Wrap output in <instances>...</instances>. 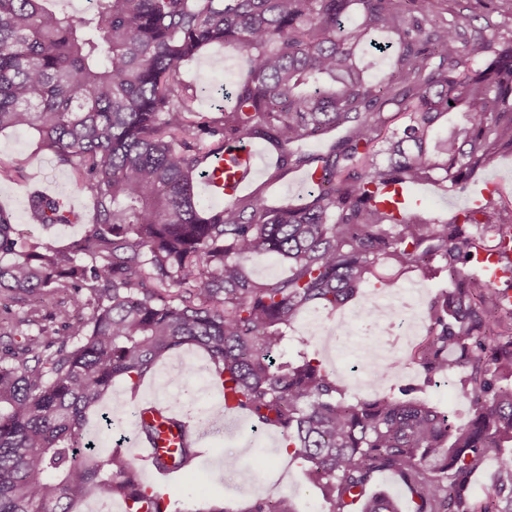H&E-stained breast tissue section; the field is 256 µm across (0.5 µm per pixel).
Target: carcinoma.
Segmentation results:
<instances>
[{
	"label": "carcinoma",
	"instance_id": "carcinoma-1",
	"mask_svg": "<svg viewBox=\"0 0 512 512\" xmlns=\"http://www.w3.org/2000/svg\"><path fill=\"white\" fill-rule=\"evenodd\" d=\"M47 2L0 0V131L36 132L91 193L94 219L65 247L24 246L0 207V295L26 308L0 325V512H73L87 493L129 500L130 512H296L287 494L163 510L166 493L124 450L82 453L88 415L115 382L136 393L186 345L224 382V408L280 433L326 512H402L372 490L384 473L409 512H512V303L479 260L512 272V201L495 186L446 222L382 206L396 185L462 190L512 152V0H491L480 26L472 0L451 11L447 0H95L80 14ZM215 43L244 53L248 72L223 107L199 112L181 66ZM373 51L393 56L376 81L363 63ZM390 106L406 122L387 136ZM342 126L325 153L295 149ZM245 141L271 146L281 172L318 174L308 200L273 206L256 191L205 206V160ZM27 211L44 226L81 221L54 196H29ZM261 256L287 262L288 276L251 277ZM382 262L448 272L454 288L427 306L418 365L430 380L461 376L466 422L413 387L345 399L311 336L281 357L311 311L357 297L370 320L378 295L400 291L377 276ZM185 422L203 419L139 431L159 439ZM165 453L180 471L199 458L182 443Z\"/></svg>",
	"mask_w": 512,
	"mask_h": 512
}]
</instances>
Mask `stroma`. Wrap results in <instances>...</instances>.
<instances>
[{
    "label": "stroma",
    "instance_id": "35a3bbf8",
    "mask_svg": "<svg viewBox=\"0 0 512 512\" xmlns=\"http://www.w3.org/2000/svg\"><path fill=\"white\" fill-rule=\"evenodd\" d=\"M247 68L244 54L211 46L196 60L183 65L182 71L185 80L193 84L198 83L201 75H208L211 86L200 91L199 108L211 112L220 103V87L244 77ZM0 161L15 164L22 170L20 178L0 182V206L14 214L21 241L37 240L62 247L84 234L93 214L92 199L89 193L75 190L70 168L61 165L45 150L36 135L9 129L1 131ZM489 185L499 187L505 197L512 198V153L502 154L494 164L480 170L467 189L446 192L432 185L421 187L424 196L421 213L427 218L449 219L468 206L473 190ZM37 188L58 191L61 198L74 204L82 217L81 223L52 227L32 223L27 213V198ZM204 358V353L193 346L165 355L158 362L154 377L144 380L134 395L130 394L126 383L116 382L100 411L90 413L89 432L98 433L106 447L126 449L133 440L132 425L123 424L118 431L104 429L101 412L122 415L133 411L136 401L161 396L180 407L190 404L198 409H209L221 403L222 395L216 390H209L204 397L195 393L194 365ZM407 384L424 385V393L432 403L459 419H468L470 404L458 377H439L428 385L420 369L414 367L407 373H390L380 388L386 391ZM202 431V445L208 453L199 458L194 471L183 474L169 485L172 499L191 508L213 500L235 508L258 497L286 493L293 496L298 512H321V500L302 482L298 463L280 456L277 449L272 448L277 430L255 425L248 416H229L211 420Z\"/></svg>",
    "mask_w": 512,
    "mask_h": 512
}]
</instances>
